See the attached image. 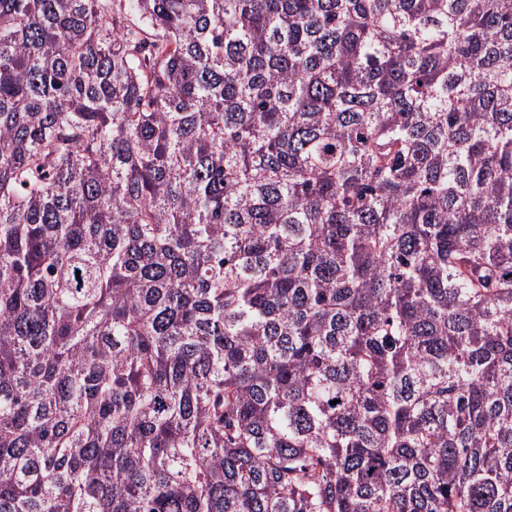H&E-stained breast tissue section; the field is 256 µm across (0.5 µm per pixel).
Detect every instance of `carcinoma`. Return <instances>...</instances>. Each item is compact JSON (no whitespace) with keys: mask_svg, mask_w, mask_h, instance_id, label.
Instances as JSON below:
<instances>
[{"mask_svg":"<svg viewBox=\"0 0 512 512\" xmlns=\"http://www.w3.org/2000/svg\"><path fill=\"white\" fill-rule=\"evenodd\" d=\"M0 512H512V0H0Z\"/></svg>","mask_w":512,"mask_h":512,"instance_id":"carcinoma-1","label":"carcinoma"}]
</instances>
